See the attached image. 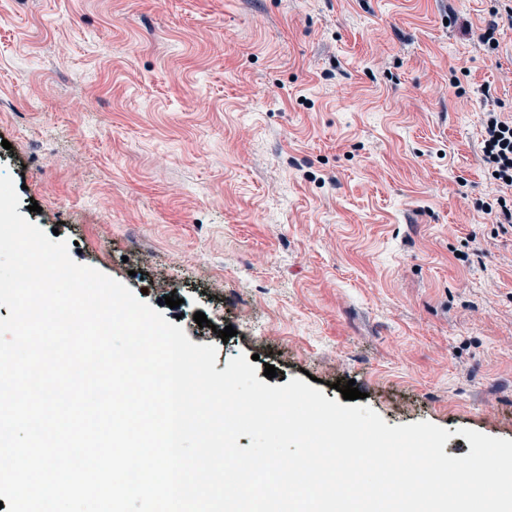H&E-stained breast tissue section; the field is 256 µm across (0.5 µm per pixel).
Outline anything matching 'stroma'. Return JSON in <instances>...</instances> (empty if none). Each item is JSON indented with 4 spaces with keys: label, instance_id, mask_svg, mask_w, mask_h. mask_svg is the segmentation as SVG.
I'll list each match as a JSON object with an SVG mask.
<instances>
[{
    "label": "stroma",
    "instance_id": "35a3bbf8",
    "mask_svg": "<svg viewBox=\"0 0 512 512\" xmlns=\"http://www.w3.org/2000/svg\"><path fill=\"white\" fill-rule=\"evenodd\" d=\"M498 7L0 0V172L216 370L354 382L463 457L461 429L512 439V227L485 212L512 191L481 162L484 114L512 116V18L479 39Z\"/></svg>",
    "mask_w": 512,
    "mask_h": 512
}]
</instances>
